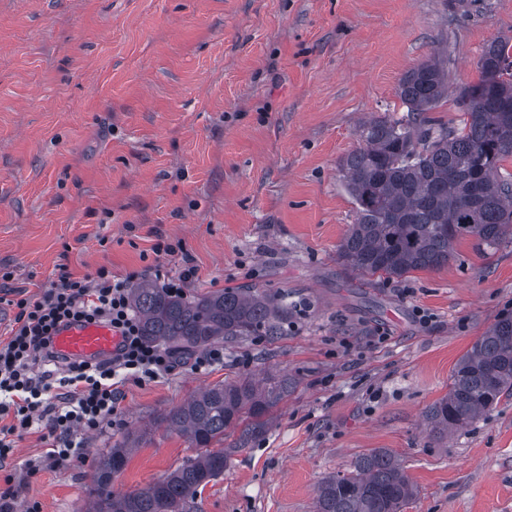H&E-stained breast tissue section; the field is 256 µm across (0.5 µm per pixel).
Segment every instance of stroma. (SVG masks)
I'll return each instance as SVG.
<instances>
[{
    "instance_id": "1",
    "label": "stroma",
    "mask_w": 512,
    "mask_h": 512,
    "mask_svg": "<svg viewBox=\"0 0 512 512\" xmlns=\"http://www.w3.org/2000/svg\"><path fill=\"white\" fill-rule=\"evenodd\" d=\"M496 38L512 40V0H0V340L14 300L62 269L159 283L189 262L185 298L254 286L297 307L283 336L224 342L223 363L199 372L189 354L126 381L67 463L35 426L0 467L17 512H84L100 457L143 429L112 489L161 478L198 453L162 416L247 373L295 386L247 447L225 432L224 473L193 512H314L320 482L374 449L416 488L402 512H512V393L449 436L425 422L512 314V236L369 284L337 257L356 218L339 162L362 122L401 116L400 79L438 52L435 115L457 123V90Z\"/></svg>"
}]
</instances>
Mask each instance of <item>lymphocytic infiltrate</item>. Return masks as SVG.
Returning a JSON list of instances; mask_svg holds the SVG:
<instances>
[{"label":"lymphocytic infiltrate","instance_id":"f902f5d3","mask_svg":"<svg viewBox=\"0 0 512 512\" xmlns=\"http://www.w3.org/2000/svg\"><path fill=\"white\" fill-rule=\"evenodd\" d=\"M14 325L0 341V463L34 422L54 436V462L80 450L76 435L96 429L116 410L118 377L144 385L173 371L177 359L144 341L129 299V282L100 269L96 278L60 272L36 299L16 303ZM105 320L121 342L112 360L71 361L54 348V335L70 321Z\"/></svg>","mask_w":512,"mask_h":512}]
</instances>
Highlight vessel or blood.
<instances>
[{
	"label": "vessel or blood",
	"instance_id": "vessel-or-blood-1",
	"mask_svg": "<svg viewBox=\"0 0 512 512\" xmlns=\"http://www.w3.org/2000/svg\"><path fill=\"white\" fill-rule=\"evenodd\" d=\"M120 342L106 322H72L63 325L54 338V347L68 359L98 361L111 358Z\"/></svg>",
	"mask_w": 512,
	"mask_h": 512
}]
</instances>
